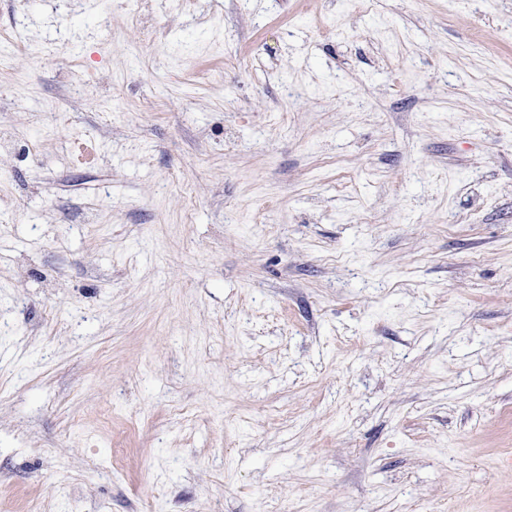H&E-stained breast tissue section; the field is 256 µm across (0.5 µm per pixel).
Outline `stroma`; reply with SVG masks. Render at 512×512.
Returning <instances> with one entry per match:
<instances>
[{"instance_id": "35a3bbf8", "label": "stroma", "mask_w": 512, "mask_h": 512, "mask_svg": "<svg viewBox=\"0 0 512 512\" xmlns=\"http://www.w3.org/2000/svg\"><path fill=\"white\" fill-rule=\"evenodd\" d=\"M512 0H0V512H512Z\"/></svg>"}]
</instances>
